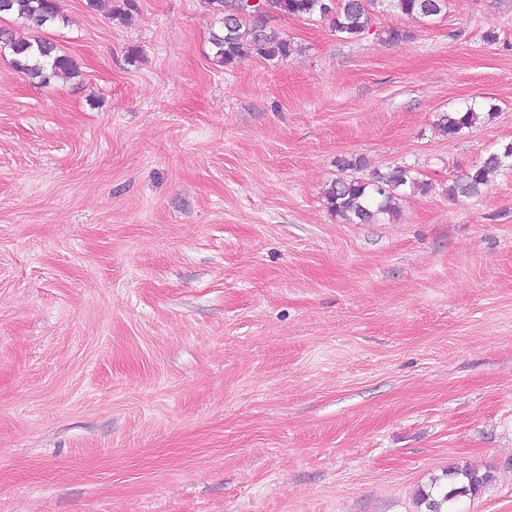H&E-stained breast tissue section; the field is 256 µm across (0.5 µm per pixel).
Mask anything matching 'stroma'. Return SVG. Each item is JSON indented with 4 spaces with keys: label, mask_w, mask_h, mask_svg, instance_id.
<instances>
[{
    "label": "stroma",
    "mask_w": 512,
    "mask_h": 512,
    "mask_svg": "<svg viewBox=\"0 0 512 512\" xmlns=\"http://www.w3.org/2000/svg\"><path fill=\"white\" fill-rule=\"evenodd\" d=\"M112 4L43 32L78 77L0 53V512H418L457 463L512 512V169L447 194L512 140V0L225 69L202 0ZM351 155L432 188L347 223ZM482 104L474 101L455 112L440 113L436 126L439 131L450 138L457 137L464 129L472 127L479 119Z\"/></svg>",
    "instance_id": "stroma-1"
}]
</instances>
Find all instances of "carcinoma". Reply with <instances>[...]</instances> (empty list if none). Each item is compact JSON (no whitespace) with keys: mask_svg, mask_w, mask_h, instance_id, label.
I'll return each instance as SVG.
<instances>
[{"mask_svg":"<svg viewBox=\"0 0 512 512\" xmlns=\"http://www.w3.org/2000/svg\"><path fill=\"white\" fill-rule=\"evenodd\" d=\"M207 9L220 23L210 36L211 61L219 68L233 66L240 59L259 55L265 59H284L293 50L290 40L267 26L275 15L312 17L318 15L331 22L336 32L357 39L372 26L377 8H388L405 18L420 22L433 20L448 12V0H264L266 11L248 6L244 0H204ZM12 16L34 32L19 37L10 28H0V50H10L15 68L42 83L68 81L78 74L73 59L57 44L39 36L47 26L64 22L58 0H0V17ZM482 104L474 101L450 113H441L436 126L449 137H457L480 119ZM364 166L362 157L338 160L341 176L325 192L328 208L351 224H373L395 211L396 201L408 191L427 193L431 182L415 169L400 165L385 172L375 171L367 179L349 175ZM512 166V141L489 152L479 164L455 178L448 186V196L477 197L489 185L491 177ZM491 475L468 464L455 465L443 476L435 477L419 490L417 505L424 512H456L457 502L477 495Z\"/></svg>","mask_w":512,"mask_h":512,"instance_id":"carcinoma-1","label":"carcinoma"}]
</instances>
